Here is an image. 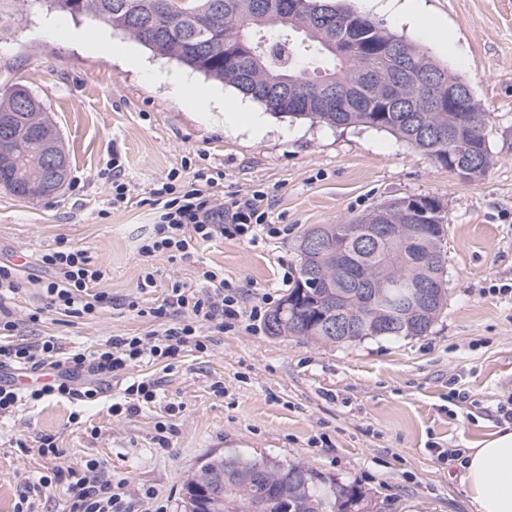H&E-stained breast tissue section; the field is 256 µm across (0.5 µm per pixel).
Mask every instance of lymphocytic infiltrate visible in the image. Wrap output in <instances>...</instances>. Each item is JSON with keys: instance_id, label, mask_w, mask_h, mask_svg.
<instances>
[{"instance_id": "f902f5d3", "label": "lymphocytic infiltrate", "mask_w": 512, "mask_h": 512, "mask_svg": "<svg viewBox=\"0 0 512 512\" xmlns=\"http://www.w3.org/2000/svg\"><path fill=\"white\" fill-rule=\"evenodd\" d=\"M224 174L198 173L191 180H182L179 173L169 172L150 189L152 205L159 211L152 236L144 239L138 253L144 264L140 289L157 285L155 257L165 254H191L199 244L214 235L227 238H253L265 228L270 201L261 191L235 194L228 203H221L218 188ZM48 276L39 280L46 299V308L55 314L78 319H91L108 301L96 289L105 272L87 249L60 246L40 256ZM202 290L173 283L162 303L151 314L160 319L157 330L149 337L113 336L92 352H62L57 341L29 342L12 339L15 321L6 318L5 302L21 287L18 266L0 261V417L11 414L22 399L39 401L60 397L69 401L89 403L97 400L103 382L125 379V403L129 410H138L141 403L155 399L157 383L135 376L139 363L177 356L181 346L194 344L204 349L202 328L223 330L244 318L245 310L236 295L225 292L224 274L208 269L202 273ZM188 313L184 323L166 324L171 313ZM47 373L48 380L28 387L15 385L10 372ZM74 501L71 512H124L119 487L96 475L69 470Z\"/></svg>"}]
</instances>
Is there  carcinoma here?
Returning <instances> with one entry per match:
<instances>
[{
	"label": "carcinoma",
	"instance_id": "1",
	"mask_svg": "<svg viewBox=\"0 0 512 512\" xmlns=\"http://www.w3.org/2000/svg\"><path fill=\"white\" fill-rule=\"evenodd\" d=\"M27 10L56 11L98 19L154 54L228 85L262 103L274 114L315 119L331 127L365 126L386 130L453 170L448 131L484 168L492 164L485 113L475 98L466 111H436L432 99L444 82L459 78L434 63L422 48L386 30L342 0H305L299 11L290 0H23ZM286 79V99L267 89ZM327 80L348 89L349 100L330 104L318 93ZM40 101L20 86L0 96V155L11 159L3 188L32 199L43 182L50 196L65 184L69 153L61 152L59 170L43 174L45 156L58 131L41 119ZM414 214L395 210L387 220L396 236L374 238L369 228L378 208L349 224H326L324 247L300 253L297 276L288 293L266 316L271 336H293L320 344H349L368 337L407 338L427 335L448 302L446 215L440 202L415 197ZM424 224L421 235L410 225ZM347 242L336 256V241ZM435 287L427 313L416 316L418 286ZM349 321L343 338L328 331L336 310ZM263 458L242 454L212 455L185 484L183 512H208L222 495L229 512H336L337 496L365 512L369 502L353 486L318 477L300 464L273 461L271 481L262 477Z\"/></svg>",
	"mask_w": 512,
	"mask_h": 512
}]
</instances>
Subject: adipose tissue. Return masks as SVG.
<instances>
[{
	"label": "adipose tissue",
	"instance_id": "obj_1",
	"mask_svg": "<svg viewBox=\"0 0 512 512\" xmlns=\"http://www.w3.org/2000/svg\"><path fill=\"white\" fill-rule=\"evenodd\" d=\"M462 483L476 512H512V427H502L463 454Z\"/></svg>",
	"mask_w": 512,
	"mask_h": 512
}]
</instances>
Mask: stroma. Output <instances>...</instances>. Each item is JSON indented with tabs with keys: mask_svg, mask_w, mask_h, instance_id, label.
<instances>
[{
	"mask_svg": "<svg viewBox=\"0 0 512 512\" xmlns=\"http://www.w3.org/2000/svg\"><path fill=\"white\" fill-rule=\"evenodd\" d=\"M415 43L468 83L487 117L493 163L465 181L394 134L330 127L266 114L254 136L231 124L229 106H250L234 89L168 63L102 21L31 13L0 25V88L24 84L59 129L71 174L56 197L22 199L0 189V259L18 264L23 286L8 308L19 337L54 338L63 351L96 350L112 336L156 330L146 310L171 283L199 286L223 269L245 306L270 310L297 274L305 229L344 224L393 199L430 196L448 216V305L431 333L347 345L268 335L263 320L203 332L205 349L140 363L158 383L137 413L119 409L124 381L97 401H21L0 418V512L28 494L32 512H69L72 493L57 471L84 469L123 482L126 512H182L183 482L207 456L242 452L310 467L360 488L380 512H476L461 482L460 455L506 423L512 410V0H415L436 28L415 29L382 0H346ZM103 32L142 57L136 70L91 48ZM167 80L154 78V71ZM206 87L198 104L184 83ZM119 155L128 204L111 203L101 179ZM224 172L223 196L269 194L275 235L214 236L187 256H159L157 287L140 291L141 241L158 211L153 182L170 171ZM88 249L105 270L111 299L94 319L46 311L39 256L57 244ZM141 309H128V301ZM80 420H71L73 411ZM51 439L58 457L41 455Z\"/></svg>",
	"mask_w": 512,
	"mask_h": 512,
	"instance_id": "35a3bbf8",
	"label": "stroma"
}]
</instances>
